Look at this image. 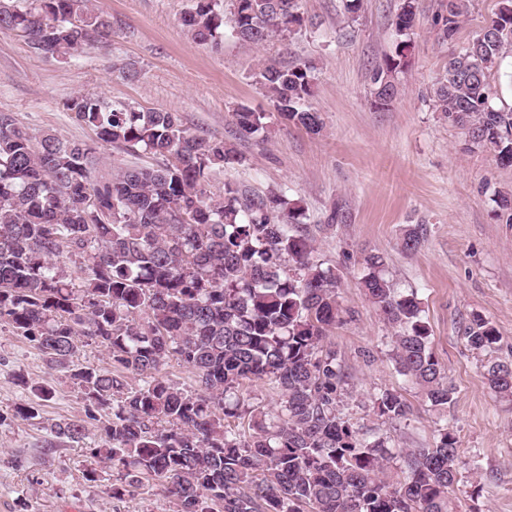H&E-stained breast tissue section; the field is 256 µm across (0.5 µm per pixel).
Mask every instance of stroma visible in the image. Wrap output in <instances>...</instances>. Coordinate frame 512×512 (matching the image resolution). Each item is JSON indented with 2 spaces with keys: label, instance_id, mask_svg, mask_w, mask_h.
Returning <instances> with one entry per match:
<instances>
[{
  "label": "stroma",
  "instance_id": "stroma-1",
  "mask_svg": "<svg viewBox=\"0 0 512 512\" xmlns=\"http://www.w3.org/2000/svg\"><path fill=\"white\" fill-rule=\"evenodd\" d=\"M400 3L362 0L349 14L344 0H300L305 22L287 40L255 45L228 29L215 49L181 26L189 0H91L112 20L111 41L100 53L48 59L30 53L15 32L0 30V112L13 113L33 134L89 142L93 132L63 104L92 93L179 113L194 134L224 138L241 161L214 174L210 191L232 181L251 195H285L301 211L315 260L341 278L340 301L355 317L327 341L349 374L345 413L361 433L384 434L395 450L430 447L438 429H453L467 464L449 493L452 512H512V401L483 378L488 357L512 359V224L499 218L495 202L512 191V166L499 165L489 149H467L433 97L449 54L494 18L499 0H471L453 44L437 38L442 0H419L413 49L396 76L395 98L381 109L371 75L396 51L392 21ZM269 60L314 65L309 104L323 119L320 133L288 123L257 84L254 71ZM129 64L136 80L122 75ZM241 106L266 113V135L240 132ZM418 226L420 245L405 249L407 230ZM369 253L384 255L399 291L416 292L455 389L448 408L432 407L397 372L395 330L359 288ZM475 314L501 336L494 354L470 350L463 338ZM47 380L53 397L40 402L36 417H16L31 387ZM384 388L406 398L407 421L376 416L373 400ZM84 416L83 394L68 374L50 369L31 343L0 324V512H169L168 500L151 491L108 497L111 462L98 464V481L85 480L93 439L71 443L53 431L58 421Z\"/></svg>",
  "mask_w": 512,
  "mask_h": 512
}]
</instances>
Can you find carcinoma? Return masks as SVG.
<instances>
[{
	"label": "carcinoma",
	"mask_w": 512,
	"mask_h": 512,
	"mask_svg": "<svg viewBox=\"0 0 512 512\" xmlns=\"http://www.w3.org/2000/svg\"><path fill=\"white\" fill-rule=\"evenodd\" d=\"M469 0H446L438 40L453 42ZM233 32L261 44L287 39L304 22L298 0H230ZM419 0H402L396 34L407 35ZM182 25L199 44L224 41V0H191ZM0 29L15 31L41 57L79 58L106 47L112 24L89 0H0ZM512 54V0L448 57L437 83V111L463 130L468 145L512 166V106L494 105L491 77ZM400 55L372 75L376 104L395 97ZM311 64H259L255 78L290 123L317 133L323 121L305 102ZM67 111L96 141L160 161L97 173L96 147L34 136L0 112V321L34 343L55 370L69 373L86 402L83 420L54 425L59 438L99 442L90 463L112 462L108 489L122 500L144 490L172 512H448V490L462 464L455 433L443 427L429 448L393 453L382 435L367 438L342 409L348 375L325 345L348 311L340 279L314 261L312 240L290 230L299 210L280 196L252 198L231 181L214 195L211 176L239 162L224 139L191 133L176 112L137 111L77 94ZM247 134L266 115L235 112ZM83 260V287L66 270ZM360 288L394 328L393 359L406 382L433 407L454 388L431 346L417 294L388 280L380 254L363 258ZM471 349L486 352L497 329L474 315ZM95 345L106 364L75 362L77 343ZM175 359L195 373V389L163 375ZM139 384L129 385V375ZM483 376L512 397V362L494 361ZM263 381L273 408L254 406L246 383ZM378 417L408 419L396 390L374 398ZM400 462L402 479L386 469Z\"/></svg>",
	"instance_id": "1"
}]
</instances>
